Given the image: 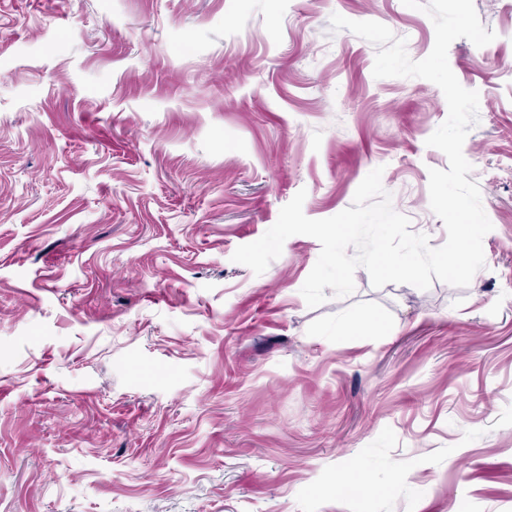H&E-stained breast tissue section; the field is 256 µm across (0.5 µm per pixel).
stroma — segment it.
I'll use <instances>...</instances> for the list:
<instances>
[{"label": "stroma", "instance_id": "obj_1", "mask_svg": "<svg viewBox=\"0 0 512 512\" xmlns=\"http://www.w3.org/2000/svg\"><path fill=\"white\" fill-rule=\"evenodd\" d=\"M449 47L493 228L464 288L306 304L320 254L233 262L375 168L438 247L422 78L330 17L435 40L401 0H0V512H512V0ZM378 327L342 335L352 318ZM359 478L358 489L336 475Z\"/></svg>", "mask_w": 512, "mask_h": 512}]
</instances>
